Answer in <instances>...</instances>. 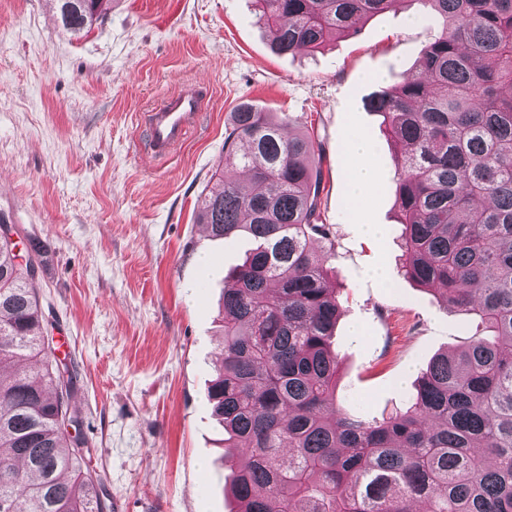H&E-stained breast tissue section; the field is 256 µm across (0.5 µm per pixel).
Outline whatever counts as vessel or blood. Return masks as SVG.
<instances>
[{"mask_svg":"<svg viewBox=\"0 0 512 512\" xmlns=\"http://www.w3.org/2000/svg\"><path fill=\"white\" fill-rule=\"evenodd\" d=\"M199 108L198 93L188 90L169 96L149 113L146 135L153 159H163L185 142L189 127L199 116Z\"/></svg>","mask_w":512,"mask_h":512,"instance_id":"obj_1","label":"vessel or blood"}]
</instances>
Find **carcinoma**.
Segmentation results:
<instances>
[{"label":"carcinoma","instance_id":"carcinoma-1","mask_svg":"<svg viewBox=\"0 0 512 512\" xmlns=\"http://www.w3.org/2000/svg\"><path fill=\"white\" fill-rule=\"evenodd\" d=\"M79 34L104 0H57ZM278 54L353 33L395 0H256ZM442 20L419 67L371 96L400 146L401 275L476 318L403 410L369 422L336 400L339 320L310 132L249 103L224 135L226 178L198 204L213 237L255 247L224 289L209 399L241 466L237 512H512V0H419ZM35 274L0 236V512H104L66 433Z\"/></svg>","mask_w":512,"mask_h":512}]
</instances>
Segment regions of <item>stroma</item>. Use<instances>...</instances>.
Wrapping results in <instances>:
<instances>
[{
  "mask_svg": "<svg viewBox=\"0 0 512 512\" xmlns=\"http://www.w3.org/2000/svg\"><path fill=\"white\" fill-rule=\"evenodd\" d=\"M439 29L420 0H403L291 56L272 51L251 0H108L77 35L55 0H0V212L20 251L41 247L39 333L106 512L236 507L239 458L207 389L222 354L224 278L253 243L212 237L195 212L224 174L225 127L241 103L283 119L286 134L314 129L336 245L338 401L382 419L411 401L432 357L462 346L469 317L397 273L395 149L365 106L416 67ZM198 81L211 93L200 121L156 168L139 146L143 115ZM354 133L371 142L377 176L357 209L346 178Z\"/></svg>",
  "mask_w": 512,
  "mask_h": 512,
  "instance_id": "35a3bbf8",
  "label": "stroma"
}]
</instances>
